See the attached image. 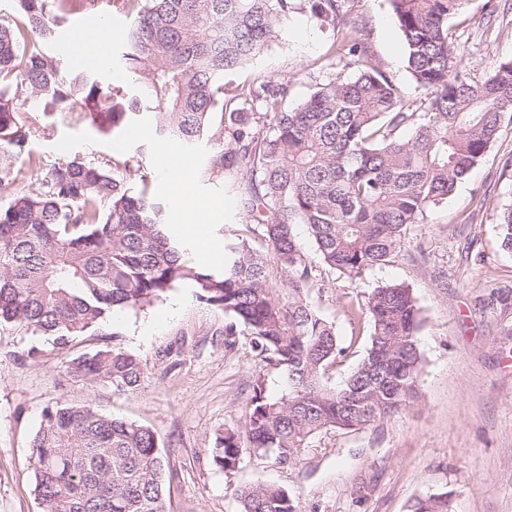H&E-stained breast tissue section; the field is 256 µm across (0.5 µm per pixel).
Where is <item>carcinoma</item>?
Instances as JSON below:
<instances>
[{"instance_id": "obj_1", "label": "carcinoma", "mask_w": 512, "mask_h": 512, "mask_svg": "<svg viewBox=\"0 0 512 512\" xmlns=\"http://www.w3.org/2000/svg\"><path fill=\"white\" fill-rule=\"evenodd\" d=\"M0 16V325L16 324L66 349L103 334L117 308H143L190 280L199 298L224 313L225 342L243 337L283 377L277 395L257 376L244 430L217 433L211 457L224 471L243 454L288 467L328 431L360 432L418 398L425 318L413 289L391 282L349 312L366 316L370 342L341 381L332 371L350 356L336 326L309 300L315 254L348 278L388 263L408 230L454 191L502 129L512 127V57L481 83L459 69L448 19L465 0H390L407 68L420 99L404 96L346 33L341 56L351 74L308 73L310 95L288 106V82L228 91L224 75L259 55L279 24L308 5L336 26L345 0H110L130 19L125 69L141 84L123 90L85 72H67L46 46L56 26L93 0H15ZM37 111L105 115L121 132L149 114L156 132L188 148L209 146L203 175L242 187L239 208L257 238L224 242V266L198 264L160 229L163 208L132 185L133 168L69 161L50 168L42 188L19 194L21 169L35 168L28 141ZM501 247L512 252V206L499 215ZM139 356L103 345L66 361L74 383L133 393L145 377ZM42 512H166L164 454L149 427L88 400L45 408L31 440ZM240 512H301L299 501L265 482L238 491ZM448 494L418 497L411 512H448Z\"/></svg>"}]
</instances>
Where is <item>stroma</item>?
<instances>
[{
  "label": "stroma",
  "instance_id": "35a3bbf8",
  "mask_svg": "<svg viewBox=\"0 0 512 512\" xmlns=\"http://www.w3.org/2000/svg\"><path fill=\"white\" fill-rule=\"evenodd\" d=\"M123 14L96 52L110 58L107 82L135 94L137 83L121 63ZM356 28L368 57L408 95L416 89L406 68L401 36L389 0H348L337 28L319 26L309 9L286 17L278 39L243 68L226 75L231 85L288 80L289 105L311 92L310 72H342L346 61L331 46L338 31ZM461 69L483 81L496 60L512 57V0H468L449 22ZM31 152L42 167L23 168L16 188L32 194L48 167L74 159L108 164L129 161L164 206L168 231L186 239L209 267L224 263L226 238L245 234L237 185L202 177L204 148L188 149L160 137L141 120L115 136L76 115L39 117ZM216 205L197 233L175 197ZM512 204V129L503 131L485 158L448 200L413 225L404 249L381 267L347 279L321 267L310 299L334 322L353 352L369 332L347 305L365 301L387 282L408 284L426 317L424 369L419 397L408 410L358 434L330 432L316 438L293 466L280 469L243 455L231 472L209 454L216 433L244 423L252 382L278 372L256 358L244 341H224V315L201 302L186 282L162 300L114 310V341L140 356L147 376L140 389L117 395L106 387L66 382L67 351L46 349L41 337L0 326V512H42L34 493L30 441L45 408L64 399H89L105 412L153 428L164 447L168 512H239L237 491L277 484L298 497L302 512H408L412 501L447 493L450 512H512V309L494 314L479 301L512 285V253L502 250L498 214Z\"/></svg>",
  "mask_w": 512,
  "mask_h": 512
}]
</instances>
